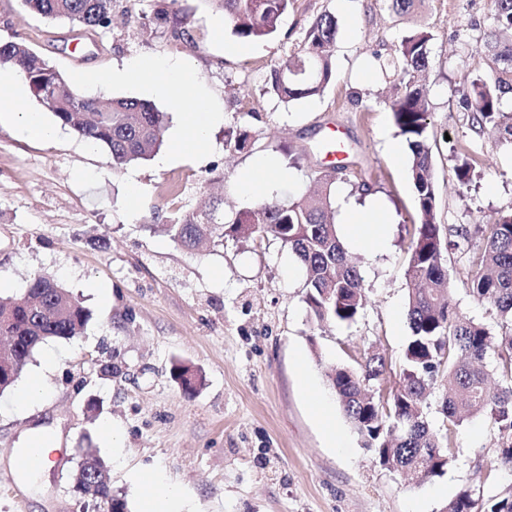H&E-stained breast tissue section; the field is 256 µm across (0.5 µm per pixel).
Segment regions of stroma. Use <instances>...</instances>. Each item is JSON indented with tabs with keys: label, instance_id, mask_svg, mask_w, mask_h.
Instances as JSON below:
<instances>
[{
	"label": "stroma",
	"instance_id": "obj_1",
	"mask_svg": "<svg viewBox=\"0 0 512 512\" xmlns=\"http://www.w3.org/2000/svg\"><path fill=\"white\" fill-rule=\"evenodd\" d=\"M111 27H78L30 11L23 0H0V44L38 52L84 95L146 101L166 112L161 152L177 125L168 103L149 91L115 83H81L88 71L108 74L137 59L178 58L196 70L197 89L223 112L198 154L159 165L156 159L113 168L106 151L58 127L49 143L0 124V282L22 293L37 273L52 277L89 313L81 334L41 346L25 375H43L44 398L22 401V385L0 395V512H104L76 492L78 449L96 448L113 491L139 512L160 473L180 490L177 512H443L475 482L499 493L512 473L487 415L463 421L445 474L420 485L382 468L345 418L329 386L332 368L355 365L364 351L385 354L399 371L410 334L406 315L407 249L415 216L409 151L391 158L397 132L387 102L400 82L376 70L414 29L430 30V66L421 78L438 140L432 149L439 214L445 225L489 229L512 212V147L475 133L461 96L487 73L480 50L488 0H422L394 15L385 0H295L277 34L238 37L211 0H174L170 19H151L159 0H115ZM329 12L338 20L336 78L317 97L286 104L268 91L285 50ZM248 132L249 146H227L228 133ZM342 139L341 159L327 154ZM477 156L470 186L459 183L460 153ZM280 174L271 193L306 195L336 162L349 177L331 187L334 222L346 206L380 204L390 220L386 249L347 245L364 279L366 303L357 323L314 326L304 303L305 272L273 236L187 250L157 227L220 200L225 218L254 208L266 195L244 194L240 178L258 161ZM143 186L138 206L129 180ZM372 184L354 193V182ZM104 284L109 303L87 288ZM55 355L41 373L46 355ZM199 369L205 386L189 394L172 379L173 363ZM112 363V377L100 373ZM328 397L343 439L332 445L319 413ZM112 423L120 438L102 431ZM59 436L49 476L31 483L16 455L34 431Z\"/></svg>",
	"mask_w": 512,
	"mask_h": 512
}]
</instances>
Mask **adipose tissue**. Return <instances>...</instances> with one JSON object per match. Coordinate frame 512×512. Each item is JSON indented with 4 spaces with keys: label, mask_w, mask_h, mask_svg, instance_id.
<instances>
[{
    "label": "adipose tissue",
    "mask_w": 512,
    "mask_h": 512,
    "mask_svg": "<svg viewBox=\"0 0 512 512\" xmlns=\"http://www.w3.org/2000/svg\"><path fill=\"white\" fill-rule=\"evenodd\" d=\"M111 78L147 87L153 94L167 99L171 107L181 114L182 124L173 140L174 152L184 153L204 145L212 125L222 118L210 98L194 94L195 73L185 61L132 62L112 73ZM23 94L16 70L0 68V122L14 124L26 138L53 141L56 131L46 122L43 113L22 108ZM347 222L350 242L378 250L384 248L386 224L379 219L377 211L348 209Z\"/></svg>",
    "instance_id": "obj_1"
}]
</instances>
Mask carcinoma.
<instances>
[{
    "label": "carcinoma",
    "mask_w": 512,
    "mask_h": 512,
    "mask_svg": "<svg viewBox=\"0 0 512 512\" xmlns=\"http://www.w3.org/2000/svg\"><path fill=\"white\" fill-rule=\"evenodd\" d=\"M224 11L234 34L264 40L278 30L281 17L294 0H211ZM33 12L74 26L107 28L114 0H24ZM489 30L480 47L491 57L486 75H477L463 94L476 132L494 131L502 144L512 146V116L501 109L512 98V0H490ZM338 33L336 17L324 12L307 28L303 40L288 48L271 73L269 91L285 103L321 95L335 75L331 49ZM432 35L425 29L404 36L391 59L380 63L384 72L402 78L390 100L393 123L410 151L416 222L407 253L408 320L411 334L397 384L387 400L384 354L364 355L357 366H339L329 375L343 411L379 464L390 470L418 473L423 483L444 472L453 460L457 428L474 414L487 415L500 448L501 467L512 472V214L482 228L440 224L430 138V113L416 75L430 64ZM0 60L15 65L38 83L46 105L57 121L86 141L103 148L112 166L122 168L148 159L162 144L165 113L154 105L115 98L106 105L87 98L41 55L22 43L0 46ZM321 181L315 195L291 203L268 200L239 211L230 221L214 207L163 225L171 241L191 249L207 240L222 246L228 239L271 234L287 247L306 273L304 301L311 322L350 325L364 305L363 277L336 232L328 185ZM479 239L468 258L461 285L466 293L495 313L498 334L458 310L452 296L456 281L448 256L461 244ZM88 311L50 278L37 274L17 295L0 297V336L15 337L8 359L22 374L47 341L68 340L79 334ZM499 373L498 387L488 385V367ZM446 388L439 413L442 424L430 419L428 392ZM85 466L78 480L100 481L112 490L103 460L93 448L82 449ZM445 512H512V493L491 495L474 485L452 498Z\"/></svg>",
    "instance_id": "1"
}]
</instances>
